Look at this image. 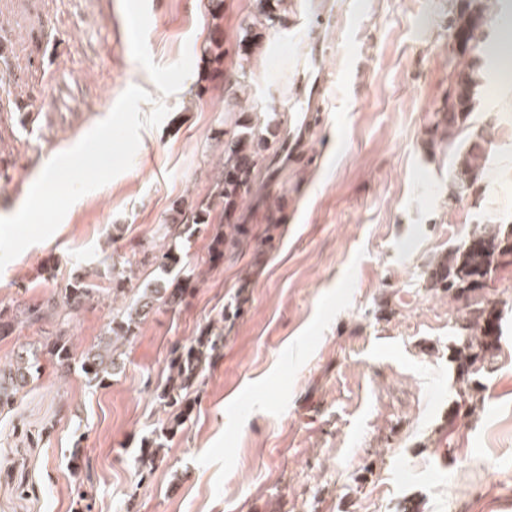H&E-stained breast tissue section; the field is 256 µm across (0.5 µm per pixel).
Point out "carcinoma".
Masks as SVG:
<instances>
[{
  "instance_id": "cac0c4a2",
  "label": "carcinoma",
  "mask_w": 512,
  "mask_h": 512,
  "mask_svg": "<svg viewBox=\"0 0 512 512\" xmlns=\"http://www.w3.org/2000/svg\"><path fill=\"white\" fill-rule=\"evenodd\" d=\"M259 10L252 20L240 28L238 47L240 62L249 60L252 49L260 42L267 29L274 26L277 15L271 0H258ZM483 0H460L457 15L451 20L449 29L455 33V47L468 57L464 66L454 74V88L441 111L435 113L437 121L432 124L430 143L434 147H447L452 154V184L463 193L473 187L481 177L486 162L485 139L478 135L461 140L460 133L476 109L479 89L484 85L487 73L484 67L486 55L487 25ZM213 72L221 73L224 60V38L220 29L213 30L207 47ZM239 131L223 141V162L212 178L213 196L224 203V208L233 211L239 201L249 192L257 159L265 149L269 137L252 121L238 125ZM171 221L207 225L212 223L210 204L199 203L185 217L183 202L176 201L171 208ZM230 233L218 225L211 234L212 259L224 257V249L233 240L247 233L241 224L230 225ZM472 238L484 244L480 251L462 243L433 268L429 280L433 288H443L448 295L466 300L468 308L466 324L454 342L458 373L464 388L461 400L469 401L470 384L482 370L487 354L492 352L497 336L491 330L492 314L486 312L485 300L477 293L481 280L492 271L512 267V226L498 225L492 231H476ZM156 269L162 275L141 282L137 287L138 297L131 305L124 306L112 314L99 343L75 358L72 336L69 335L66 316L79 311L91 298L94 285L85 281L71 283L58 295L46 299L34 308H17L13 312L0 310V335L5 336L26 323L47 318L57 320L56 331L41 348H21L7 364L0 366V410L12 407L16 396L34 377L40 374L47 362L59 378L71 375L74 365H79L86 382L101 384L117 375L123 367V352L120 347L129 341L134 331L159 305L171 310L185 301L187 286L194 271L183 263L176 243H171L161 256L155 258ZM139 265V261L126 259L122 266L112 265V295H125L127 269ZM224 347L223 333L209 327L201 331L190 343L176 345L170 352L167 381L158 393V398L170 410V416L159 433L168 437L190 418L194 400L191 393L204 384L205 371L219 356ZM165 444L147 437L141 444V461L153 465L160 459L159 453Z\"/></svg>"
}]
</instances>
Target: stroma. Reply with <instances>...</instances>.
<instances>
[{"mask_svg":"<svg viewBox=\"0 0 512 512\" xmlns=\"http://www.w3.org/2000/svg\"><path fill=\"white\" fill-rule=\"evenodd\" d=\"M312 3L283 0L242 66L256 0H224L217 21L209 0H0V218L29 212L0 238V308L94 283L70 320L77 351L112 317L113 254L153 275L172 203L211 202L216 132L245 111L273 134L242 204L213 207L247 237L215 264L209 227L185 239L200 279L141 323L122 371L90 386L44 367L0 412V512H77V447L92 512H512V269L483 291L499 349L467 405L453 360L464 303L429 285L474 229L512 225V80L489 69L471 127L491 136L485 171L449 202L451 161L429 141L464 64L448 46L459 0H334L322 28ZM216 26L224 75L211 80ZM314 61L330 77L315 130L279 155ZM104 122L107 138L84 141ZM50 161L78 203L27 209ZM209 324L221 356L161 462L141 465L169 417V351Z\"/></svg>","mask_w":512,"mask_h":512,"instance_id":"obj_1","label":"stroma"}]
</instances>
